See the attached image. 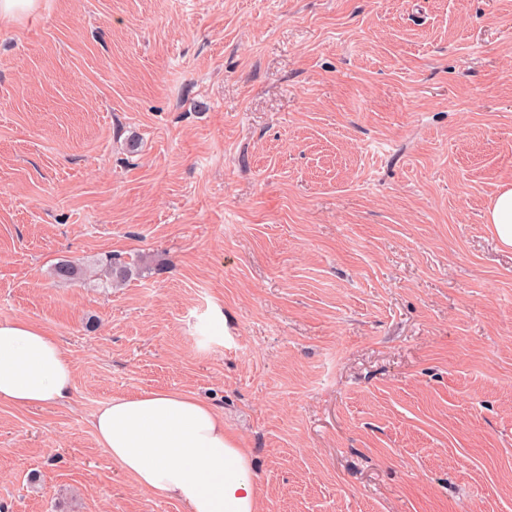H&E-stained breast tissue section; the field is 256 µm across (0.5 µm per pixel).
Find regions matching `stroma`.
<instances>
[{
    "instance_id": "stroma-1",
    "label": "stroma",
    "mask_w": 512,
    "mask_h": 512,
    "mask_svg": "<svg viewBox=\"0 0 512 512\" xmlns=\"http://www.w3.org/2000/svg\"><path fill=\"white\" fill-rule=\"evenodd\" d=\"M511 183L512 0L0 24V321L75 367L65 403L0 402V512H186L91 426L155 388L223 413L266 512H512ZM486 224H490L501 246L512 248V186H504L492 200L486 212Z\"/></svg>"
}]
</instances>
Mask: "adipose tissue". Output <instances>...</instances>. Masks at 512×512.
I'll use <instances>...</instances> for the list:
<instances>
[{"instance_id":"ef3b65f1","label":"adipose tissue","mask_w":512,"mask_h":512,"mask_svg":"<svg viewBox=\"0 0 512 512\" xmlns=\"http://www.w3.org/2000/svg\"><path fill=\"white\" fill-rule=\"evenodd\" d=\"M73 388L72 360L53 335L23 319L0 321V402L54 405ZM93 427L138 486L187 512H262L251 451L207 402L178 390H142L113 397Z\"/></svg>"}]
</instances>
